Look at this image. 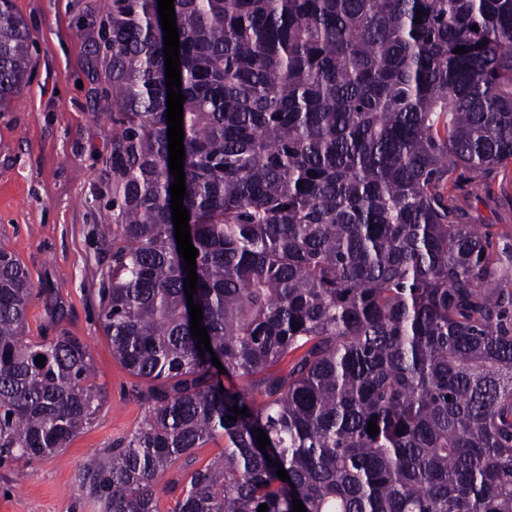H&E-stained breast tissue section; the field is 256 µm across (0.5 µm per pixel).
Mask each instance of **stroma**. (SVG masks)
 Instances as JSON below:
<instances>
[{"mask_svg":"<svg viewBox=\"0 0 512 512\" xmlns=\"http://www.w3.org/2000/svg\"><path fill=\"white\" fill-rule=\"evenodd\" d=\"M108 0H13L35 41L33 69L19 97L0 112V246L28 268L39 293L29 333H66L88 344L106 391L93 423L63 453L0 469V512H96L75 493V475L96 451L142 419L144 380L112 357L98 318L99 274L109 262L95 217L112 121L97 102L89 41ZM469 223L512 225V172L491 191L463 181L457 192ZM63 308L59 318L50 303Z\"/></svg>","mask_w":512,"mask_h":512,"instance_id":"stroma-1","label":"stroma"}]
</instances>
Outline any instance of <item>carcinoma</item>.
Segmentation results:
<instances>
[{
    "label": "carcinoma",
    "mask_w": 512,
    "mask_h": 512,
    "mask_svg": "<svg viewBox=\"0 0 512 512\" xmlns=\"http://www.w3.org/2000/svg\"><path fill=\"white\" fill-rule=\"evenodd\" d=\"M174 9L193 300L224 371L191 334L158 0H111L92 43L112 111L99 319L150 386L76 491L98 512H160L168 486L172 512H512V229L461 222L454 195L458 171L481 190L512 164V0ZM32 45L0 0V110ZM33 296L1 248L0 468L59 454L105 398L79 337L26 335ZM234 405L249 416L226 424ZM218 435L222 455L169 477Z\"/></svg>",
    "instance_id": "carcinoma-1"
}]
</instances>
